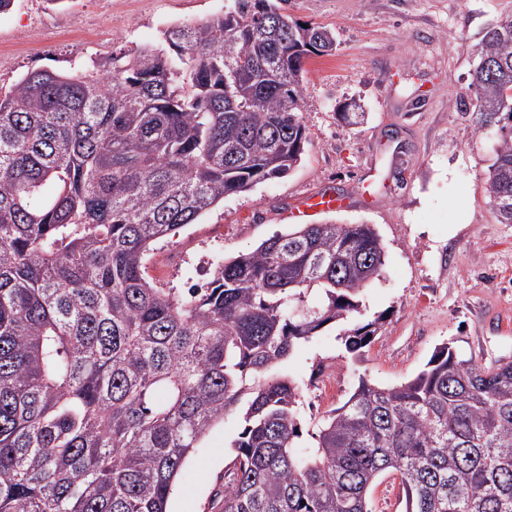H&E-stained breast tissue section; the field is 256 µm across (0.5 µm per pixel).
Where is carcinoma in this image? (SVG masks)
<instances>
[{
  "label": "carcinoma",
  "mask_w": 512,
  "mask_h": 512,
  "mask_svg": "<svg viewBox=\"0 0 512 512\" xmlns=\"http://www.w3.org/2000/svg\"><path fill=\"white\" fill-rule=\"evenodd\" d=\"M232 0L105 72L33 71L0 92V512H169L192 450L244 427L210 512H512V361L437 348L413 379L362 377L302 446L296 350L325 327L348 357L383 326L371 224H305L223 261L205 288L151 283L152 243L230 194L282 178L308 142L305 61L336 36ZM466 89L498 136L484 183L512 224V14L487 27ZM375 512H403L404 494L398 475H386L379 481L372 494Z\"/></svg>",
  "instance_id": "1"
}]
</instances>
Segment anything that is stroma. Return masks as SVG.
Listing matches in <instances>:
<instances>
[{"label": "stroma", "instance_id": "35a3bbf8", "mask_svg": "<svg viewBox=\"0 0 512 512\" xmlns=\"http://www.w3.org/2000/svg\"><path fill=\"white\" fill-rule=\"evenodd\" d=\"M228 0H14L0 14V87L28 71L104 63L116 49L157 44L173 24L223 14ZM292 18L331 30L336 52L304 68L309 143L282 179L225 196L196 223L159 241L148 280L183 289L210 282L224 258L253 251L300 224H371L386 270L359 299L383 328L361 356L345 358L332 326L302 345L288 373L303 382L302 443L343 404L359 377L391 386L412 379L449 344L486 367L512 361V224L499 223L484 192L494 136H475L457 103L486 28L512 0H290ZM361 104L367 120L345 125ZM340 208L301 214L305 197ZM331 378L323 395L315 368ZM242 419L231 414L201 441L178 477L171 512H209Z\"/></svg>", "mask_w": 512, "mask_h": 512}]
</instances>
